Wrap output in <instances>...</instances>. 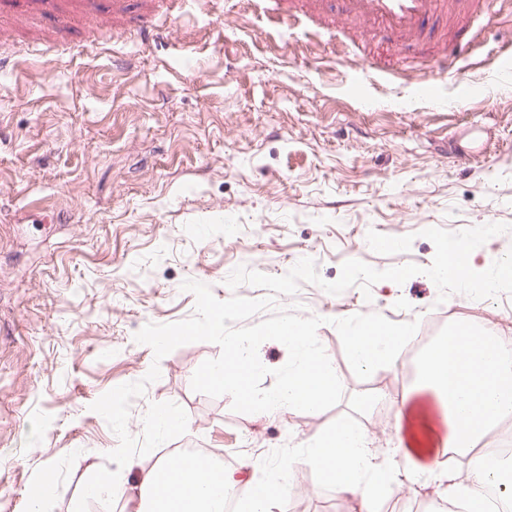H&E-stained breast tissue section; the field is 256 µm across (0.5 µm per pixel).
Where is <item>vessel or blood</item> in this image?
<instances>
[{"mask_svg": "<svg viewBox=\"0 0 512 512\" xmlns=\"http://www.w3.org/2000/svg\"><path fill=\"white\" fill-rule=\"evenodd\" d=\"M271 21L284 31H301L307 19L334 13L340 20L354 23L360 36L373 40L378 33L392 36L389 54L412 47L433 45L414 85L417 93L435 97L443 80L463 76L462 61L467 49L482 38V19L491 4L500 10L512 9V0H274ZM33 24L44 19L57 27L76 25L100 31L104 17L97 11L66 5L64 0H0V17Z\"/></svg>", "mask_w": 512, "mask_h": 512, "instance_id": "1", "label": "vessel or blood"}]
</instances>
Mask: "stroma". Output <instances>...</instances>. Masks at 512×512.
Returning <instances> with one entry per match:
<instances>
[{
	"instance_id": "1",
	"label": "stroma",
	"mask_w": 512,
	"mask_h": 512,
	"mask_svg": "<svg viewBox=\"0 0 512 512\" xmlns=\"http://www.w3.org/2000/svg\"><path fill=\"white\" fill-rule=\"evenodd\" d=\"M154 22L147 0H131L108 38L48 26L35 47L17 28V52L0 65V512H28L48 464L58 482L44 512H71L88 465L107 466L119 444L92 403L151 365L160 377L132 400L129 433L141 437L149 404L167 401L184 409L188 429L141 464L207 448L235 471L246 459L265 466L342 420L374 447H392L389 400L412 371L359 379L330 318H432L437 336L512 332V295L442 302L423 274L377 282L367 296L301 284L277 303L324 318L317 336L343 397L314 414L262 418L192 390L218 345L188 343L155 359L134 336L193 315L184 280L222 301L261 299L265 289L227 286L234 268L280 276L308 257L327 282L350 259L426 268L435 247L422 230L512 224V82L496 76L500 52L512 49V17L484 19L485 41L465 68L474 91L448 86L443 107L338 62L337 41L355 36L349 22L320 21L318 38L288 36L257 0H212L175 14L162 40H141ZM372 229L414 241L379 254L366 241ZM364 393L379 401L362 412ZM288 481L276 512H358L309 466L293 465ZM442 498L406 480L370 510Z\"/></svg>"
}]
</instances>
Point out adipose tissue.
Instances as JSON below:
<instances>
[{
  "mask_svg": "<svg viewBox=\"0 0 512 512\" xmlns=\"http://www.w3.org/2000/svg\"><path fill=\"white\" fill-rule=\"evenodd\" d=\"M394 417L396 442L383 451L372 448L360 427L343 422L289 449L282 463L265 467L255 480L247 512H274L278 493L288 487L286 472L296 463L309 465L322 483L364 508L406 478L464 498L468 512H485L483 490L499 474L493 454L479 443L489 428L512 418V342L455 330L437 337L415 360ZM451 451L469 459L465 483L448 472ZM236 482L234 474L201 469L197 461L165 458L141 470L136 489L167 512H224L212 487Z\"/></svg>",
  "mask_w": 512,
  "mask_h": 512,
  "instance_id": "1",
  "label": "adipose tissue"
}]
</instances>
